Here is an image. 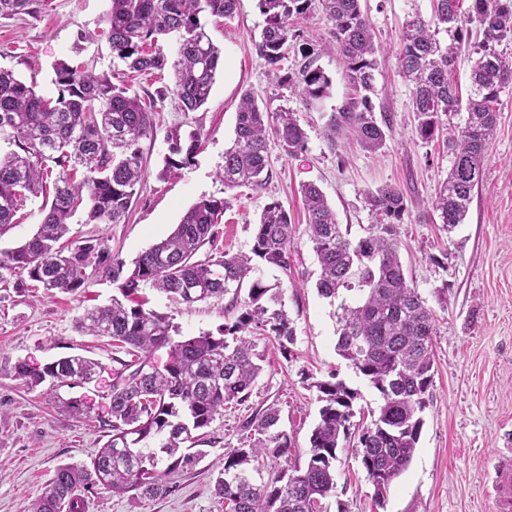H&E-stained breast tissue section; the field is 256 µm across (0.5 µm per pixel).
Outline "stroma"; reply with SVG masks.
<instances>
[{
	"label": "stroma",
	"mask_w": 512,
	"mask_h": 512,
	"mask_svg": "<svg viewBox=\"0 0 512 512\" xmlns=\"http://www.w3.org/2000/svg\"><path fill=\"white\" fill-rule=\"evenodd\" d=\"M108 7V0H48L38 17L0 19V68L13 70L47 97L57 94L54 66L62 60L125 82L141 96H155L169 77L127 72L109 48ZM364 8L384 51L375 105L393 119V132L382 148L370 152L355 140L327 135L331 117L351 93L339 57H318L332 86L316 106H307L297 91L277 83L256 53L264 26L256 0H238L232 18L207 20L226 67L218 71L205 106L184 112L171 97L158 105L155 134L140 142L145 178L125 222L88 224L83 215L73 218L74 239H97L128 262L168 237L184 212L205 196L230 201L218 226L220 245L230 253L249 252L254 226L271 201L283 204L295 230L290 270L259 262L253 271L283 293L295 330L290 355L280 352L274 337L255 335L264 370L249 401L226 406L211 424L205 458L175 474V492L137 498L98 490L86 494L85 512H224L214 492L219 461L224 453L248 445L244 424L255 410L277 405L293 442L291 459L259 462L255 479L265 482L288 463L307 460L320 407L313 381L336 376L359 390L358 407H377L376 389L337 354V307L315 288L318 263L300 193L306 182L322 189L338 223L349 225L356 237L374 222L368 193L385 185L401 188L408 213L399 226V255L410 284L438 318L434 385L410 467L379 507L354 448H342L336 490L324 499L323 512H494L487 494L493 451L512 432V86L500 96L496 132L467 217L446 232L432 202L448 176L451 156L443 141L417 139L409 110L411 87L398 64L402 26L413 15L429 17L430 0H364ZM246 91L268 111L292 110L306 132L307 148L291 157L269 139V182L230 191L217 173L234 139L237 106ZM174 129L184 135L198 132L200 148L190 165L169 173L164 160L167 135ZM119 294L116 284L98 275L80 295L34 297L0 286V360L41 366L79 354L99 365L91 383L58 390L46 383L27 387L0 370V512H22L40 497L57 466L89 462L102 447L100 422L109 416L117 352L109 338L81 334L76 319ZM141 296L148 309L170 316L185 335L214 332L224 323L220 300L189 307L149 286ZM69 398L82 400L84 414L66 410L63 402Z\"/></svg>",
	"instance_id": "35a3bbf8"
}]
</instances>
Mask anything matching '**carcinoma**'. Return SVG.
Instances as JSON below:
<instances>
[{
    "instance_id": "cac0c4a2",
    "label": "carcinoma",
    "mask_w": 512,
    "mask_h": 512,
    "mask_svg": "<svg viewBox=\"0 0 512 512\" xmlns=\"http://www.w3.org/2000/svg\"><path fill=\"white\" fill-rule=\"evenodd\" d=\"M45 0H0V18L37 17ZM238 0H109L105 20L110 47L131 72L173 71V83L145 103L129 86L112 83L83 66L64 61L54 67L57 97L35 92L9 69L0 68V141L11 150L0 156V236L15 224L16 213L32 198L43 203V219L21 246L0 251V284L26 291L42 289L80 295L92 276L103 272L119 283L123 297L148 285L192 306L229 298L224 326L217 333L183 336L170 318L127 306L118 298L86 310L82 332L106 336L128 355L116 358L110 393L111 419L102 421L108 440L88 466L66 464L54 470L42 496L27 512H84L83 493L105 490L143 497L175 490L170 477L205 455L185 453L201 441L197 432L210 427L227 405H242L262 371L263 355L250 336L274 337L286 355L295 330L279 292L252 278L253 261L288 270L292 262L293 224L278 201L267 204L255 224L250 253L219 251L195 259L205 244H214L216 229L229 201L203 197L182 216L167 238L126 261L88 239L68 245L69 219L87 207L86 223L119 224L128 214L143 176L139 143L155 132L151 108L168 95L195 112L209 99L221 60V48L206 29L204 17L230 18ZM430 20L412 16L400 36L399 67L412 86L410 111L417 138L429 143L442 130V117L465 110L464 124L448 136L452 155L448 178L432 202L443 229L464 223L497 126L500 94L512 83V57L499 50L512 42V0H431ZM264 16L259 57L278 82L300 92L313 107L328 96L331 80L315 65L320 49L301 41L295 25L313 9L332 26L335 50L352 95L331 118L332 135L348 132L375 152L392 131L389 113H376V76L381 49L360 0H257ZM482 34L470 59V92L459 96L455 69L462 46L470 44L471 23ZM179 33L177 57L152 50L159 37ZM304 59L295 72L284 68L288 48ZM275 137L289 156L306 149L307 137L293 112H267L248 91L236 112L235 137L224 150L218 178L224 188H259L270 179L267 152ZM167 171L191 164L199 133L184 140L175 129L167 135ZM309 241L320 268L316 289L334 299L345 290L357 296L337 314L336 351L380 394L382 403L368 410L370 422H353L357 390L343 380L311 383L321 403L310 436L306 463L288 466L272 481L257 483L259 459L288 457L293 443L279 428L273 405L254 412L244 428L252 443L224 454L215 491L224 512H320L321 499L336 489L338 449L352 435L357 457L380 506L392 483L413 459L424 426L423 412L434 383L437 318L407 279L398 255V229L407 212L404 193L385 186L367 195L375 223L356 240L337 223L336 214L314 183L302 185ZM247 293H242V290ZM168 347L170 360L157 366L151 354ZM98 363L82 355L57 359L42 367L18 360L14 377L31 388L46 381L71 386L94 380Z\"/></svg>"
}]
</instances>
